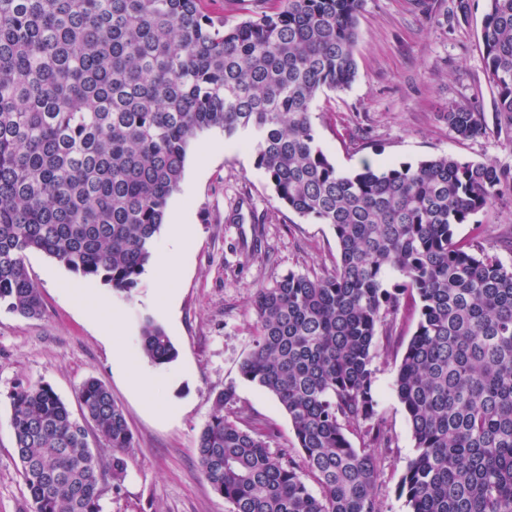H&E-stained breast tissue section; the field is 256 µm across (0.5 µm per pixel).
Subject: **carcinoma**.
Returning <instances> with one entry per match:
<instances>
[{"label": "carcinoma", "mask_w": 512, "mask_h": 512, "mask_svg": "<svg viewBox=\"0 0 512 512\" xmlns=\"http://www.w3.org/2000/svg\"><path fill=\"white\" fill-rule=\"evenodd\" d=\"M278 2L228 26L204 0H0V308L42 316L32 251L131 296L191 142L243 134L277 200L330 225L338 255L326 275L256 290L239 372L282 406L294 443L274 451L271 430L224 414L236 402L226 385L197 439L212 491L230 512H380L375 450L391 437L375 422L374 348L392 345L389 319L410 307L418 321L393 388L416 455L399 495L408 512H512V267L454 238L512 174L452 155L337 170L312 104L354 81L364 0ZM481 39L512 124V0H488ZM445 120L462 140L488 134L469 108ZM140 352L156 366L177 357L149 317ZM9 399L31 512H101L134 444L110 390L87 379L79 420L47 383H19Z\"/></svg>", "instance_id": "cac0c4a2"}]
</instances>
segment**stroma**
I'll return each mask as SVG.
<instances>
[{"instance_id":"35a3bbf8","label":"stroma","mask_w":512,"mask_h":512,"mask_svg":"<svg viewBox=\"0 0 512 512\" xmlns=\"http://www.w3.org/2000/svg\"><path fill=\"white\" fill-rule=\"evenodd\" d=\"M486 7L487 0H469L463 13L457 0H364L355 80L347 90L321 92L313 107L318 143L338 170L353 173L366 161L414 163L438 155L512 169V126L496 112L484 69ZM451 107L483 113L489 135L458 139L443 117ZM168 209L189 213L196 244L180 257L174 319L165 327L178 357L161 368L156 392L147 399L133 390L126 368L113 359L102 323L120 313L121 344L133 361L152 370L139 352L143 319L161 317L151 271L125 295L44 253H29L42 318L0 310V512H30L10 424L8 395L19 382L50 384L76 415L78 389L94 377L123 409L134 446L127 453L124 481L101 500L103 512H229V504L204 480L196 453L213 397L224 385L236 386L231 418L273 430L271 448L292 446L287 413L272 395L241 378L239 364L252 345L256 290L290 273L312 277L332 270L333 229L279 203L253 151L241 137H225L219 129L191 144ZM511 236V190L493 210L455 227L456 240H478L507 265L512 252L501 241ZM92 306L98 307L99 320L88 316ZM416 324L413 316L398 319L396 345L380 341L375 347L377 417L392 438L375 488L381 512H406L398 484L416 448L393 382ZM170 401L180 405V415L158 417L155 407Z\"/></svg>"}]
</instances>
